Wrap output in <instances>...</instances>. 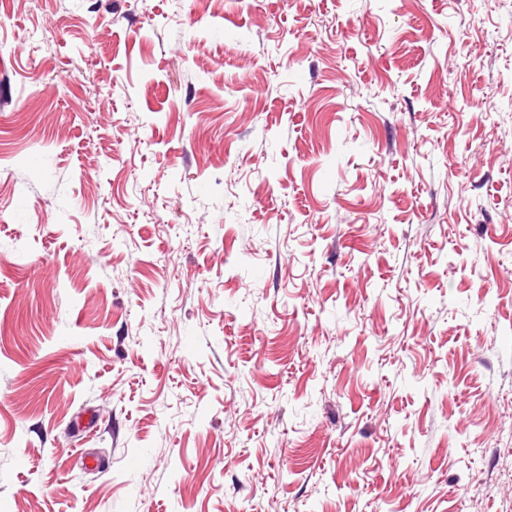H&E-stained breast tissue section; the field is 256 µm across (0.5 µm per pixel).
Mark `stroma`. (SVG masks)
I'll use <instances>...</instances> for the list:
<instances>
[{
	"instance_id": "obj_1",
	"label": "stroma",
	"mask_w": 512,
	"mask_h": 512,
	"mask_svg": "<svg viewBox=\"0 0 512 512\" xmlns=\"http://www.w3.org/2000/svg\"><path fill=\"white\" fill-rule=\"evenodd\" d=\"M512 0H0V512H512Z\"/></svg>"
}]
</instances>
